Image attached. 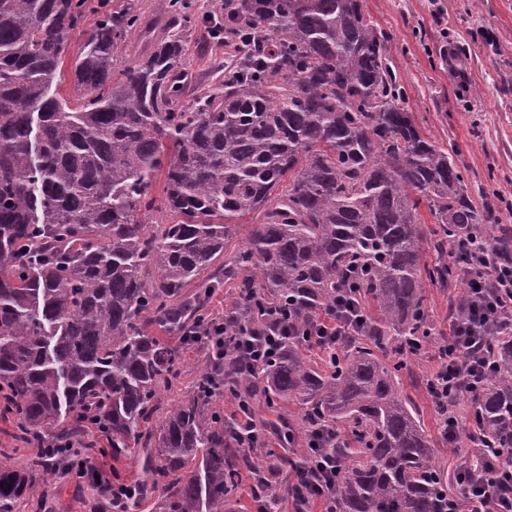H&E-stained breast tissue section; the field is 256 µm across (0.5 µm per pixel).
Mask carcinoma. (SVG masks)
I'll return each mask as SVG.
<instances>
[{"mask_svg": "<svg viewBox=\"0 0 512 512\" xmlns=\"http://www.w3.org/2000/svg\"><path fill=\"white\" fill-rule=\"evenodd\" d=\"M168 8L181 29L163 37L136 0L98 12L72 66L85 102L72 107L53 87L93 6L0 0V418L23 443L60 444L52 453L94 489L89 512L139 499L153 512H240L244 493L273 512L275 479L302 465L277 433L319 424L337 433L334 512H448L396 356L432 337L427 285L488 273L472 254L488 239L512 257L495 194L480 188L476 203L465 168L401 106L390 35L363 0H224L221 29L239 56L214 84L187 78L190 0ZM135 31L143 51L119 69ZM155 211L170 222L154 223ZM252 213L262 221L232 244ZM356 265L366 336L345 339L336 365L288 335L260 365L211 350L192 396L153 420L180 376L172 340L209 347L192 332L213 292L232 283L237 298L259 299L238 322L247 331L273 308L306 325ZM487 347L498 373L458 401L471 442L512 465V334ZM226 392L263 400L276 421L255 420L246 436L219 408ZM93 428L114 461L141 449L134 497L82 467ZM54 479L43 454L0 463V512Z\"/></svg>", "mask_w": 512, "mask_h": 512, "instance_id": "carcinoma-1", "label": "carcinoma"}]
</instances>
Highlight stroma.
Returning a JSON list of instances; mask_svg holds the SVG:
<instances>
[{"label":"stroma","instance_id":"stroma-1","mask_svg":"<svg viewBox=\"0 0 512 512\" xmlns=\"http://www.w3.org/2000/svg\"><path fill=\"white\" fill-rule=\"evenodd\" d=\"M199 22L190 33V68L208 77L216 60L232 50L208 36L210 0H192ZM446 23L430 14L429 0H365L375 23L391 36V59L407 90L404 106L443 147H456L471 185H490L512 199V0H440ZM433 351L412 360L403 374L405 392L419 408L435 441V461L450 492L470 463L466 442L448 443L423 372Z\"/></svg>","mask_w":512,"mask_h":512}]
</instances>
